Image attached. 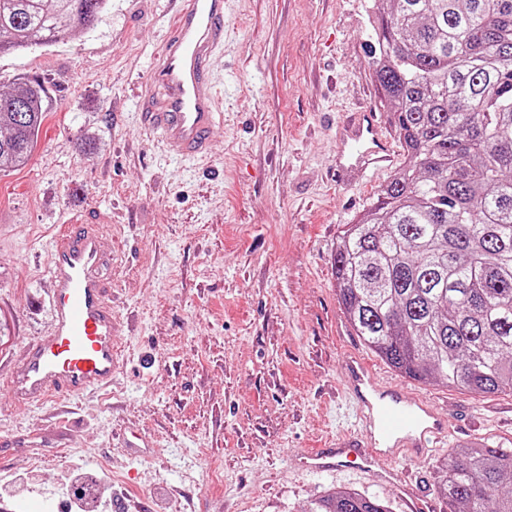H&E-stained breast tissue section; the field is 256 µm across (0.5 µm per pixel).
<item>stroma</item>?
Instances as JSON below:
<instances>
[{"label": "stroma", "mask_w": 512, "mask_h": 512, "mask_svg": "<svg viewBox=\"0 0 512 512\" xmlns=\"http://www.w3.org/2000/svg\"><path fill=\"white\" fill-rule=\"evenodd\" d=\"M369 3L227 0L212 60L223 117L199 161L166 157L136 108L167 0H110L67 43L0 56V83L41 81L48 109L26 166L0 172V512H64L67 473L88 471L100 512H304L336 488L407 512L409 486L425 512H448L434 472L449 446L512 441V395L411 379L449 432L404 479L299 458L352 432L348 355L384 365L345 317L334 269L343 226L393 177L331 176L345 113L381 107ZM73 218L112 226L120 368L66 414L52 401L19 414L3 366L49 325L45 245Z\"/></svg>", "instance_id": "1"}]
</instances>
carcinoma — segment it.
<instances>
[{
    "mask_svg": "<svg viewBox=\"0 0 512 512\" xmlns=\"http://www.w3.org/2000/svg\"><path fill=\"white\" fill-rule=\"evenodd\" d=\"M108 0H0V53L55 45ZM370 65L404 151L336 247V290L358 336L418 381L512 393V0H373ZM42 86L0 91V172L24 167ZM450 512H512V450L457 444L438 467ZM306 512H391L337 488Z\"/></svg>",
    "mask_w": 512,
    "mask_h": 512,
    "instance_id": "carcinoma-1",
    "label": "carcinoma"
}]
</instances>
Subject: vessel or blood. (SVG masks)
<instances>
[{"label": "vessel or blood", "mask_w": 512, "mask_h": 512, "mask_svg": "<svg viewBox=\"0 0 512 512\" xmlns=\"http://www.w3.org/2000/svg\"><path fill=\"white\" fill-rule=\"evenodd\" d=\"M173 27L149 66L137 107L149 133L174 159L207 155L221 120L222 90L211 60L224 47V0H168ZM336 154V176L348 183L391 166L397 151L376 112L354 114ZM51 322L9 370L10 394L25 407L50 398L74 399L111 386L118 346L112 296L103 272L112 266V227L71 221L49 246ZM347 386L361 423L357 449L303 453L312 469L351 459L394 478L392 462L424 457L447 433V420L429 398L380 379L360 359L350 363Z\"/></svg>", "instance_id": "b4317fda"}]
</instances>
